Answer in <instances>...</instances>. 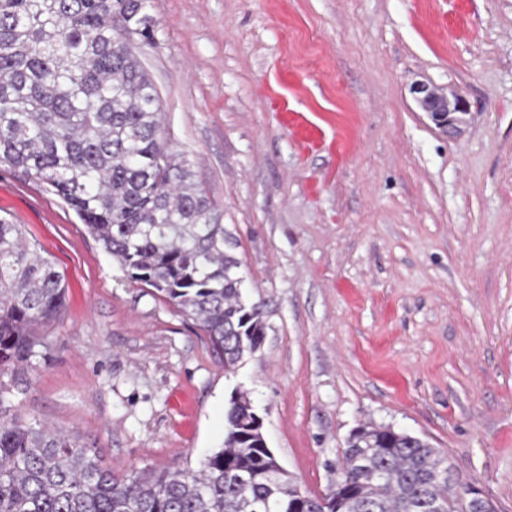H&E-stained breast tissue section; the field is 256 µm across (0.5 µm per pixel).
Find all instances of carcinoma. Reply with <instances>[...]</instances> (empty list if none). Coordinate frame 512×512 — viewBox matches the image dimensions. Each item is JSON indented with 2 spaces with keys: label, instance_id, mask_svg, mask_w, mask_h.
<instances>
[{
  "label": "carcinoma",
  "instance_id": "obj_1",
  "mask_svg": "<svg viewBox=\"0 0 512 512\" xmlns=\"http://www.w3.org/2000/svg\"><path fill=\"white\" fill-rule=\"evenodd\" d=\"M149 0H0V167L44 184L127 277L194 320L224 369L262 346L264 303L244 299L221 213L169 144L160 97L123 36L152 39ZM62 276L20 225L0 220V374L42 343L65 307ZM253 404L225 408L224 447L196 468L102 466L73 432L6 416L0 512H288ZM343 479L303 494L304 512H464L448 456L390 427L358 426Z\"/></svg>",
  "mask_w": 512,
  "mask_h": 512
}]
</instances>
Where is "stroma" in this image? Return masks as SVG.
I'll use <instances>...</instances> for the list:
<instances>
[{
  "instance_id": "obj_1",
  "label": "stroma",
  "mask_w": 512,
  "mask_h": 512,
  "mask_svg": "<svg viewBox=\"0 0 512 512\" xmlns=\"http://www.w3.org/2000/svg\"><path fill=\"white\" fill-rule=\"evenodd\" d=\"M142 62L223 212L260 351L224 371L197 324L132 282L43 184L0 168V217L61 272L66 308L10 415L77 430L115 475L196 464L248 394L305 491L350 433L428 441L512 512V0H151ZM452 86L448 137L411 87Z\"/></svg>"
}]
</instances>
